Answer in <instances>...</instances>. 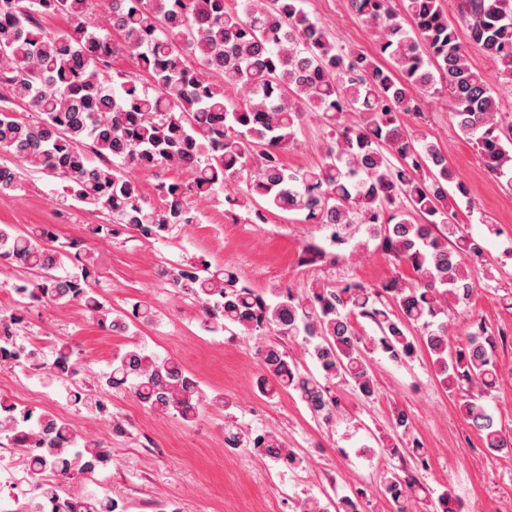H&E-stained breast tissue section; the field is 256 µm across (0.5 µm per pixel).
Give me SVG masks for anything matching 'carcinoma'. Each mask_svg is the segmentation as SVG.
Here are the masks:
<instances>
[{"label": "carcinoma", "mask_w": 512, "mask_h": 512, "mask_svg": "<svg viewBox=\"0 0 512 512\" xmlns=\"http://www.w3.org/2000/svg\"><path fill=\"white\" fill-rule=\"evenodd\" d=\"M0 0V88L34 114L0 109V150L29 171L60 180L61 197L89 204L109 217L90 235L122 230L157 239L179 224L196 223L188 199L236 204L229 183L253 168L244 199L264 223L273 211L303 216L331 229L332 244L350 242L360 229L380 240L396 267L407 268V287L394 277L380 284L313 282L300 290L259 292L231 267L199 256L165 266L161 273L200 306L205 327L257 339L266 396L294 393L326 424L343 417L336 387L359 397L375 393L369 354L403 362L424 347L436 378L460 394L459 409L485 447L512 448V429L496 418L488 398L499 382V344L505 331L479 322L464 340L448 343V306L476 291L472 269L488 261L482 244L457 221L455 196H466L442 151L416 140L402 116L423 114L429 98L446 97L450 117L480 155L487 171L512 189V124L498 117L496 93L471 69L467 45L493 59L504 85H512V0H459L448 19L441 0H347L349 10L378 36L370 56L346 48L310 18L302 0ZM59 14L66 26L43 28L38 17ZM129 57L135 72L109 78L113 56ZM227 88L244 91L238 102ZM357 112L352 123L346 114ZM327 129L321 160L290 168L282 154L297 142L307 114ZM166 166L185 174L161 183L159 202L148 201L132 173ZM19 170L0 165V195L19 189ZM0 260L17 267L23 302L81 305L112 330L151 324L148 305L131 315L112 311L93 287L94 266L82 239L60 242L48 224L29 230L0 227ZM376 335L360 334L359 320ZM20 312H0V337L15 335ZM301 341L317 372L300 370L279 338ZM71 344L60 341L53 360L33 366L53 378L79 382L81 367ZM121 388L144 407L193 423L200 414L199 383L172 357L138 344L116 353L101 374L100 390ZM36 419L31 436L24 420H0V430L39 449L31 460L57 480L39 486L46 503L61 481L108 456L103 446L52 412ZM395 440L382 446L408 457L380 478L379 492L393 512H409L408 492L420 486L427 451L411 437L409 415L395 410ZM224 445L252 448L281 467H294L297 452L266 431L243 433L224 425ZM367 490L322 502L308 499L301 512H360ZM69 512H115L91 494Z\"/></svg>", "instance_id": "1"}]
</instances>
